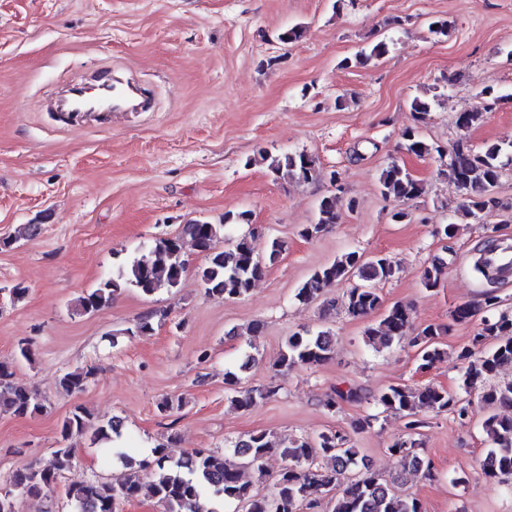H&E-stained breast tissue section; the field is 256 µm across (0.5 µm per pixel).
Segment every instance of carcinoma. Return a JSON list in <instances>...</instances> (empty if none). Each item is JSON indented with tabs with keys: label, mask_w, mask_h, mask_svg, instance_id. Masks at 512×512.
I'll return each mask as SVG.
<instances>
[{
	"label": "carcinoma",
	"mask_w": 512,
	"mask_h": 512,
	"mask_svg": "<svg viewBox=\"0 0 512 512\" xmlns=\"http://www.w3.org/2000/svg\"><path fill=\"white\" fill-rule=\"evenodd\" d=\"M476 98V109L457 115V127L470 128L501 100L491 87L481 88ZM411 109L415 125L401 133L405 148L418 157L436 154L446 160L440 173L460 193L462 211L478 217L505 207L494 193L503 174L498 161L501 148L490 145L476 151L459 141L447 154L420 133V124L429 115V102L416 98ZM263 159L268 161V170L277 180L308 183L319 175L316 159L304 151L266 154ZM379 186L384 196L403 203L417 198L422 191L420 182L395 161L381 171ZM339 218L336 194H328L318 201L315 222L306 225L301 236L314 239L339 223ZM240 222H249L248 213L235 216L226 213L220 224L206 220L187 222L179 234L157 239L139 250L118 269L117 275L100 281L96 288L80 297L78 311L82 314L99 311L109 306L124 288H134L145 296L180 288L186 264L179 260V254L186 238L207 255L206 265L199 272L206 297L229 301L248 295L264 271L262 258L256 252L255 233L233 240L223 250L214 246L226 225ZM446 267L447 262L442 258L425 267L421 277L423 288L436 289ZM397 272L398 267L385 255L366 258L357 251H349L316 270L298 289L296 297L307 303L328 288L357 280L358 286L347 289L342 296V308L347 315L366 318L381 313L380 320L365 330L366 343L380 351L406 340L416 348L418 368L427 370L447 354L440 337L447 333L448 327L429 324L418 335L408 337L411 308L396 303L385 309L380 294V285L392 280ZM497 308L498 297L487 291L479 330L458 358L466 363L463 373L466 394L475 392L487 404L512 410V377L501 376L502 371L512 370V315L499 313ZM335 345V336L329 330L297 332L287 338L273 364L275 374H284L298 366H321L331 359ZM90 375L89 371H67L58 377L57 385L68 394H77L84 390ZM239 383L236 372L224 373L227 397L239 408L255 406L278 391V386L272 383L246 390L239 389ZM360 399L357 390L336 387L326 394L322 406L334 412L341 403ZM373 400L383 411L407 418L406 433L389 445L388 453L396 459L401 472L411 471L426 479L434 477V467L431 460L416 452L422 445L420 429L425 426L419 412L450 411L465 420L472 405L470 400L432 385L390 386L373 396ZM45 408L44 400L35 392L13 381L11 366L0 363V413L31 417ZM482 426L492 439V448L480 462L483 474L503 483L511 481L512 415L490 414ZM91 428L97 441L106 445V454H115L123 461L125 472L109 480H89L69 486L65 495L75 505L76 512H119L120 505L141 497L156 501L164 512H220L221 507L233 502L241 505L243 512H322L326 498L332 504L330 512H425L418 498L397 494L390 481L372 471L358 449L349 446L347 436L337 430L322 431L314 438H288L277 444L263 431L252 432L223 452L194 450L176 461L171 460L168 445L160 443L152 450L154 459L142 461V466L151 464L156 472L154 480L144 483L136 474V461L128 449L110 447L114 439L122 436L121 421L112 419L99 424L79 405L62 422L60 445L54 450L53 463L42 469L24 467L9 476V489L0 494V512H18V500L56 491L60 477L73 461L72 441ZM272 454L280 456L283 466L272 489L265 493L244 480L242 471L249 468L257 473V481H263L264 460Z\"/></svg>",
	"instance_id": "1"
}]
</instances>
